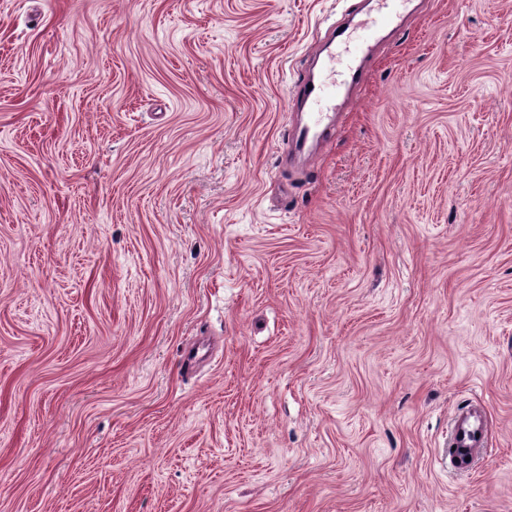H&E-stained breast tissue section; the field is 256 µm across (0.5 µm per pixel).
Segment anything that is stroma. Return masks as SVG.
<instances>
[{
	"label": "stroma",
	"mask_w": 512,
	"mask_h": 512,
	"mask_svg": "<svg viewBox=\"0 0 512 512\" xmlns=\"http://www.w3.org/2000/svg\"><path fill=\"white\" fill-rule=\"evenodd\" d=\"M361 4L0 0V512H512V0L291 162ZM489 449L486 414L482 411L456 414L448 437V456L452 468L459 473L468 472ZM466 457H470V460L465 461Z\"/></svg>",
	"instance_id": "stroma-1"
}]
</instances>
